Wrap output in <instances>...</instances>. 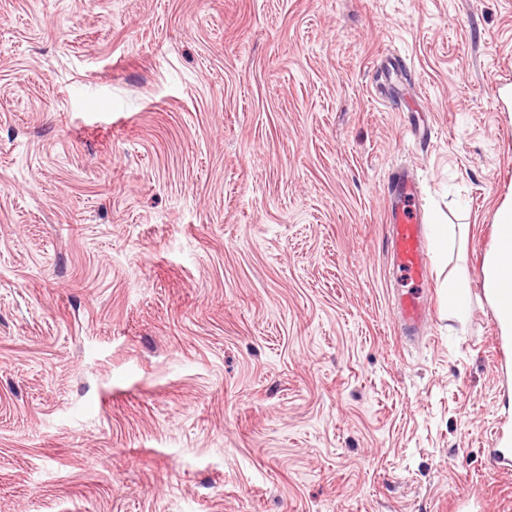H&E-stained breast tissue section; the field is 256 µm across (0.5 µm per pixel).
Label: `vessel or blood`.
I'll return each mask as SVG.
<instances>
[{
	"label": "vessel or blood",
	"mask_w": 512,
	"mask_h": 512,
	"mask_svg": "<svg viewBox=\"0 0 512 512\" xmlns=\"http://www.w3.org/2000/svg\"><path fill=\"white\" fill-rule=\"evenodd\" d=\"M391 186L387 222L391 226L390 247L398 272L406 273L417 283V290L397 295L395 302L400 323L406 333L419 334L431 307L422 291L429 280L421 219L412 203L419 186L407 172L396 170L388 174Z\"/></svg>",
	"instance_id": "b4317fda"
}]
</instances>
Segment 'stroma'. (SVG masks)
Masks as SVG:
<instances>
[{
    "label": "stroma",
    "mask_w": 512,
    "mask_h": 512,
    "mask_svg": "<svg viewBox=\"0 0 512 512\" xmlns=\"http://www.w3.org/2000/svg\"><path fill=\"white\" fill-rule=\"evenodd\" d=\"M509 200L512 0H0V512H512ZM387 179L392 191L387 223L391 224L390 247L397 271L406 273L418 285L424 286L429 280V266L423 225L411 204L418 195L419 186L404 170L392 171ZM496 235L493 250L484 268L482 288L489 297L492 311L503 336L512 335V203L502 207L496 217ZM435 235L434 258L437 263L448 261V247L455 244L457 237L462 232L461 224L438 223L433 224ZM468 288L456 281L448 282V317H460L468 308ZM401 326L412 337L419 334L431 312V307L424 296L423 288L401 292L395 298Z\"/></svg>",
    "instance_id": "stroma-1"
}]
</instances>
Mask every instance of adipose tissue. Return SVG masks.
I'll return each instance as SVG.
<instances>
[{"instance_id": "ef3b65f1", "label": "adipose tissue", "mask_w": 512, "mask_h": 512, "mask_svg": "<svg viewBox=\"0 0 512 512\" xmlns=\"http://www.w3.org/2000/svg\"><path fill=\"white\" fill-rule=\"evenodd\" d=\"M482 288L503 335L511 336L512 304H502L500 298L512 295V205L502 207L497 213L495 241L484 268Z\"/></svg>"}]
</instances>
